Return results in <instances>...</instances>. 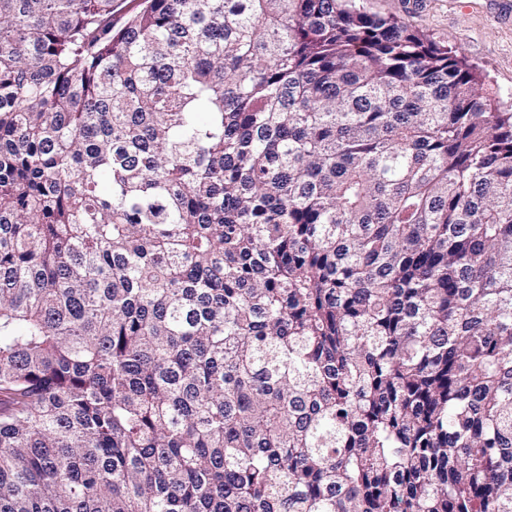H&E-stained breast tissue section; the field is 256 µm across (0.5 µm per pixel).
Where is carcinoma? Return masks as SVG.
Returning a JSON list of instances; mask_svg holds the SVG:
<instances>
[{"instance_id":"obj_1","label":"carcinoma","mask_w":512,"mask_h":512,"mask_svg":"<svg viewBox=\"0 0 512 512\" xmlns=\"http://www.w3.org/2000/svg\"><path fill=\"white\" fill-rule=\"evenodd\" d=\"M0 512H512V112L356 0H0Z\"/></svg>"}]
</instances>
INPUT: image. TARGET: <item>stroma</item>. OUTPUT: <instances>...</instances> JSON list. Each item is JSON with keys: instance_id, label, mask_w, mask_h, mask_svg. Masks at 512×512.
I'll return each mask as SVG.
<instances>
[{"instance_id": "35a3bbf8", "label": "stroma", "mask_w": 512, "mask_h": 512, "mask_svg": "<svg viewBox=\"0 0 512 512\" xmlns=\"http://www.w3.org/2000/svg\"><path fill=\"white\" fill-rule=\"evenodd\" d=\"M396 16L477 66L497 97L512 105V6L505 0H360Z\"/></svg>"}]
</instances>
